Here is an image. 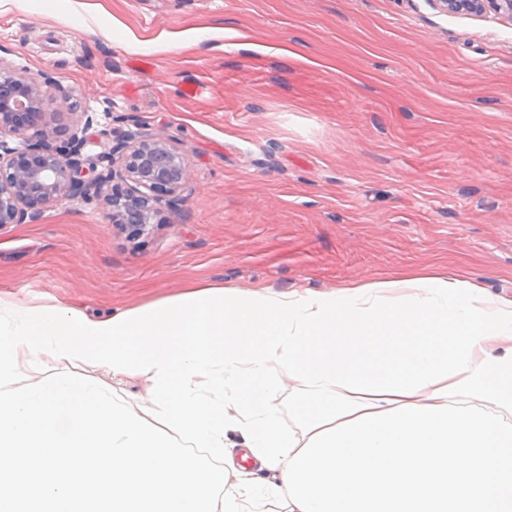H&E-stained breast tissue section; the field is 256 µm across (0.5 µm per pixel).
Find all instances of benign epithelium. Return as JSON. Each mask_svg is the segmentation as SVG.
<instances>
[{"mask_svg": "<svg viewBox=\"0 0 512 512\" xmlns=\"http://www.w3.org/2000/svg\"><path fill=\"white\" fill-rule=\"evenodd\" d=\"M435 2L454 13L489 7L512 20V0ZM48 93L69 98L50 76H20L0 58V231L37 223L50 205L81 198L101 201L114 227L150 234L162 207L177 205L192 180L184 151L162 132L138 127L116 136L101 131V151L86 156L92 117L53 126L56 113L43 111Z\"/></svg>", "mask_w": 512, "mask_h": 512, "instance_id": "1", "label": "benign epithelium"}]
</instances>
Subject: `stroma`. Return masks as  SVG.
<instances>
[{
  "instance_id": "35a3bbf8",
  "label": "stroma",
  "mask_w": 512,
  "mask_h": 512,
  "mask_svg": "<svg viewBox=\"0 0 512 512\" xmlns=\"http://www.w3.org/2000/svg\"><path fill=\"white\" fill-rule=\"evenodd\" d=\"M0 48L70 90L47 105L62 123L163 131L192 171L146 238L82 200L1 231L15 300L106 314L197 285L432 270L512 296L510 19L434 0H0Z\"/></svg>"
}]
</instances>
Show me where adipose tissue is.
Instances as JSON below:
<instances>
[{
  "label": "adipose tissue",
  "instance_id": "ef3b65f1",
  "mask_svg": "<svg viewBox=\"0 0 512 512\" xmlns=\"http://www.w3.org/2000/svg\"><path fill=\"white\" fill-rule=\"evenodd\" d=\"M268 504L512 512V298L440 275L203 285L105 315L0 292V512Z\"/></svg>",
  "mask_w": 512,
  "mask_h": 512
}]
</instances>
